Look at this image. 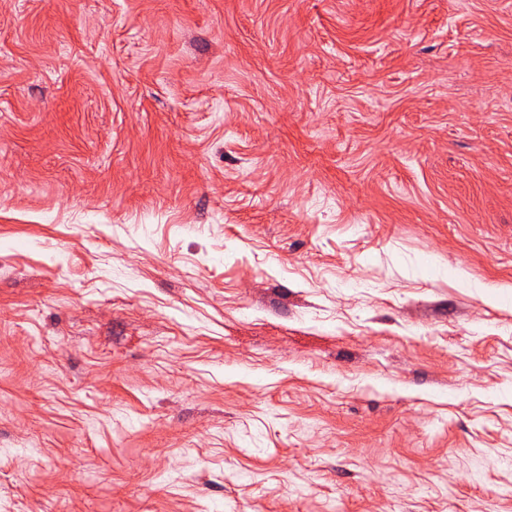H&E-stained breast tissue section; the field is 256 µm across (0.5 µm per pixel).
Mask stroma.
Listing matches in <instances>:
<instances>
[{
    "instance_id": "35a3bbf8",
    "label": "stroma",
    "mask_w": 512,
    "mask_h": 512,
    "mask_svg": "<svg viewBox=\"0 0 512 512\" xmlns=\"http://www.w3.org/2000/svg\"><path fill=\"white\" fill-rule=\"evenodd\" d=\"M452 505L512 512V0H0V512Z\"/></svg>"
}]
</instances>
